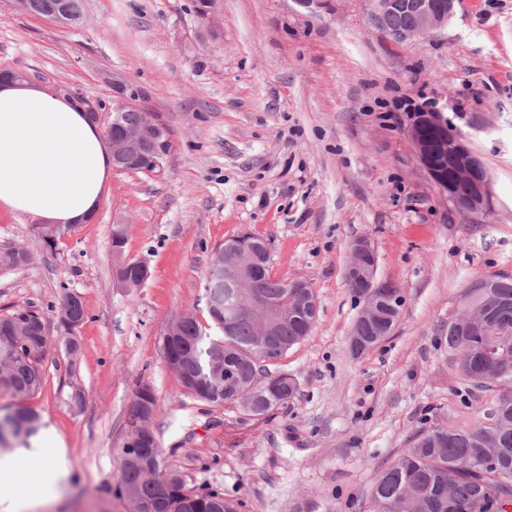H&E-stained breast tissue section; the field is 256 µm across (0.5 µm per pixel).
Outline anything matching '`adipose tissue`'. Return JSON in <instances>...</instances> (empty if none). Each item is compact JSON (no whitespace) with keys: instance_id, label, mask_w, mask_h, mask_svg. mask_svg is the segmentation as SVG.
<instances>
[{"instance_id":"ef3b65f1","label":"adipose tissue","mask_w":512,"mask_h":512,"mask_svg":"<svg viewBox=\"0 0 512 512\" xmlns=\"http://www.w3.org/2000/svg\"><path fill=\"white\" fill-rule=\"evenodd\" d=\"M112 156L95 122L53 88L0 83V209L41 224L76 227L96 213ZM57 484L64 454L0 456V512H19L16 476L25 466Z\"/></svg>"}]
</instances>
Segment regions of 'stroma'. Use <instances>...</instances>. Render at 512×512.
<instances>
[{"label": "stroma", "mask_w": 512, "mask_h": 512, "mask_svg": "<svg viewBox=\"0 0 512 512\" xmlns=\"http://www.w3.org/2000/svg\"><path fill=\"white\" fill-rule=\"evenodd\" d=\"M194 5L84 0L81 23L63 27L0 0V69L101 103L105 122L123 85L174 142L163 175L113 172L94 223L55 251L33 220L0 211V246L30 255L0 272V315L31 305L44 317V381L28 404L69 468L54 493L27 468L23 512H126L118 452L144 385L165 468L223 490L235 512H369L416 433L467 414L446 339L463 288L512 275V0H458L447 28L402 47L370 28L365 0L313 14L295 0H221L217 38ZM431 108L489 169L492 214L451 209L429 180L406 129ZM117 228L125 256L151 271L134 290L113 279ZM244 229L270 240L274 277L308 281L319 300L310 335L269 367L299 392L263 416L187 395L160 349L179 314L208 322L210 253ZM360 237L403 306L392 336L356 358L361 304L345 269ZM66 292L86 308L73 367L57 331ZM74 385L78 414L65 403Z\"/></svg>", "instance_id": "obj_1"}]
</instances>
